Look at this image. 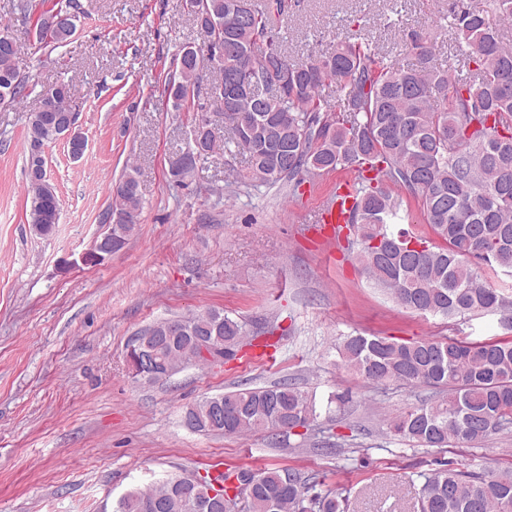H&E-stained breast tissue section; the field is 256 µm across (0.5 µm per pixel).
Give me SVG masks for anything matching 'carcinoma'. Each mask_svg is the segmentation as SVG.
<instances>
[{"mask_svg":"<svg viewBox=\"0 0 512 512\" xmlns=\"http://www.w3.org/2000/svg\"><path fill=\"white\" fill-rule=\"evenodd\" d=\"M210 18L224 17V0H208ZM78 0H66L41 15L35 43L65 46L76 29ZM249 19L224 29L223 40L198 49L183 46L175 55V72L167 84L173 110L197 108L218 115L215 94L223 74L248 75L252 91L240 108L259 115L250 132L229 130L224 151L245 157L241 180L273 186L282 181L298 189L301 175L338 169L356 174L351 189L333 200L354 199L345 228L358 246L356 259L374 285L401 307L448 318L483 311H512V286L494 288L487 274H512V45L500 29L512 25V0H466L448 13V30L474 63L466 77L436 62L429 36L407 35L415 63L403 65L368 42L347 39L319 56L292 62L285 89L269 90L262 61L270 54L288 59L268 13L249 5ZM198 28L210 24L191 11ZM0 92L19 102L29 79L19 74L22 41L0 24ZM201 64L220 65L201 88L199 69L180 67L188 54ZM336 84V95L323 89ZM48 93L52 110L32 113L25 147V167L34 151L57 139L58 115L72 113L71 91L56 84ZM206 103L195 104L200 95ZM39 181L27 180L29 223L53 233L60 201L47 179L45 158L37 160ZM131 187L113 198L106 213L117 216L142 206L140 183L126 173ZM407 191L420 205L424 223L436 240L390 225L400 219L392 188ZM180 336L156 343L157 360L184 365L209 359L194 353L197 340L232 358L245 334L243 325L220 309L178 319ZM344 366L369 383L423 386L448 397L410 410L390 423V432L418 446L444 448L475 445L492 434L512 430V338L468 343L456 339L401 340L391 336H347L337 347ZM184 418L195 432L240 436L274 432L288 420L307 428L317 418L315 399L286 383L248 388L207 397L188 407ZM257 479L247 497L250 512H345V500L332 494H309L311 487L291 468L238 470L214 478L191 476L187 490L170 478L146 489L133 488L118 512H214L209 492L224 501L219 512H235L242 490L231 480ZM418 512H512V477L460 471L446 464L423 475Z\"/></svg>","mask_w":512,"mask_h":512,"instance_id":"obj_1","label":"carcinoma"}]
</instances>
